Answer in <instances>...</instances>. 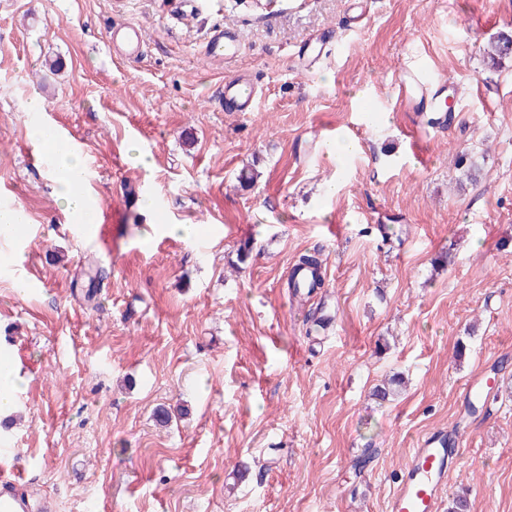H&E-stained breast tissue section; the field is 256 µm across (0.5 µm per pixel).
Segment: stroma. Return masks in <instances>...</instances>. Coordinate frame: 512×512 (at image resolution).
Segmentation results:
<instances>
[{
  "label": "stroma",
  "instance_id": "1",
  "mask_svg": "<svg viewBox=\"0 0 512 512\" xmlns=\"http://www.w3.org/2000/svg\"><path fill=\"white\" fill-rule=\"evenodd\" d=\"M128 23L132 56L110 44ZM219 26L229 63L206 53ZM503 34L512 0H0V204L31 219L21 264L0 249L23 379L0 465L22 493L52 512H386L419 440L457 426L443 501L512 512V57L485 53ZM417 56L448 84L446 126L396 101ZM240 71L252 113L224 109ZM34 96L80 143L107 250L71 231ZM339 137L359 151L333 162ZM315 251L325 286L293 297ZM489 376L468 415L464 385ZM119 41L128 51L138 52L143 44L142 31L139 25L129 23L118 32L112 33V44ZM206 51L210 56L231 61L238 54V42L231 32L225 31L224 28H217L212 32Z\"/></svg>",
  "mask_w": 512,
  "mask_h": 512
}]
</instances>
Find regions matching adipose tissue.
Segmentation results:
<instances>
[{
	"instance_id": "ef3b65f1",
	"label": "adipose tissue",
	"mask_w": 512,
	"mask_h": 512,
	"mask_svg": "<svg viewBox=\"0 0 512 512\" xmlns=\"http://www.w3.org/2000/svg\"><path fill=\"white\" fill-rule=\"evenodd\" d=\"M34 142L49 152L56 165L55 191L64 208L70 212L75 223L90 224L94 218L85 197L75 189L77 181L85 175V161L79 152L70 150L56 142L51 134L43 129L33 135Z\"/></svg>"
}]
</instances>
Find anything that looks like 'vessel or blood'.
Wrapping results in <instances>:
<instances>
[{"mask_svg": "<svg viewBox=\"0 0 512 512\" xmlns=\"http://www.w3.org/2000/svg\"><path fill=\"white\" fill-rule=\"evenodd\" d=\"M210 56L234 59L239 51L236 37L224 29H215L207 43ZM427 72L409 65L396 84L397 99L402 106L428 100L440 105L444 90H430ZM257 89L243 75L224 82V106L230 112H251L255 109ZM454 452L447 431L423 437L409 458L398 485L388 501V512H440L441 492L447 482L448 460ZM23 478L17 474L0 475V512H31V504L19 495Z\"/></svg>", "mask_w": 512, "mask_h": 512, "instance_id": "1", "label": "vessel or blood"}]
</instances>
